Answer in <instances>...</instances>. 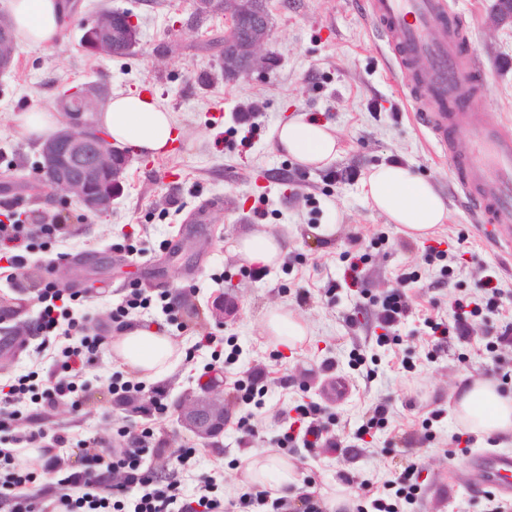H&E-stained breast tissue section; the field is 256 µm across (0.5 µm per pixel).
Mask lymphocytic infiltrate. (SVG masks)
I'll use <instances>...</instances> for the list:
<instances>
[{"mask_svg":"<svg viewBox=\"0 0 512 512\" xmlns=\"http://www.w3.org/2000/svg\"><path fill=\"white\" fill-rule=\"evenodd\" d=\"M30 215L18 210L16 203H0V271L4 280L18 288L34 265L39 253L51 252L63 240V221L55 219L40 224L37 233H30ZM401 287L387 291L378 300L376 318L382 328L380 344H388L389 329L397 327L411 312L404 284L415 282L416 272L401 274ZM37 300L39 326L46 338L38 347L41 357L54 361L55 370L41 382L37 394L43 406L49 407L57 398L82 391L81 379L87 367L97 359L103 342L93 333L88 315H76L74 308L82 302L79 292L46 281ZM297 417L278 440L279 447L299 441L307 448H339L343 442L330 434L318 404L296 408ZM121 447L100 449L98 441H73L68 432L47 430L35 420L11 413L8 421L0 423V503L8 512H224V495L215 483H205L200 489L187 491L177 476L159 480L144 465L145 452L155 439L152 428L138 431L119 428ZM41 449L38 462L50 470L64 449L73 448L82 456L84 465L59 479L55 484L34 489V472L20 473L12 469L13 448L17 445ZM120 472L122 480L108 485L106 474ZM421 472L417 467L406 468L397 477L382 485L379 497H374V512H402L414 504L422 490ZM301 507L288 499L271 497L260 490L242 495L237 512H323L314 492L301 496Z\"/></svg>","mask_w":512,"mask_h":512,"instance_id":"obj_1","label":"lymphocytic infiltrate"}]
</instances>
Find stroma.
Instances as JSON below:
<instances>
[{"mask_svg":"<svg viewBox=\"0 0 512 512\" xmlns=\"http://www.w3.org/2000/svg\"><path fill=\"white\" fill-rule=\"evenodd\" d=\"M71 2L62 40L51 48L16 43L13 70L0 74V200L16 202L39 223L68 216L65 258L33 274H49L61 286L81 291L84 310L105 342L117 332L113 306L135 285L153 302L131 313L130 321L158 326L185 348L187 358L159 382L168 407L158 417L129 411L112 395L115 373L128 380L134 374L103 352L83 377L82 407L62 397L45 410L25 397L14 410L113 447L119 427L151 426L163 445L147 455L149 467L171 464L185 449H197L179 474L184 486L191 490L213 480L229 502L249 490L237 480L242 460L276 448L289 409L322 401L326 379L335 374L352 385L347 398L328 406L344 445L287 449L296 466L294 493H301L304 478L315 479L324 512H340L333 496L340 474L379 483L414 465L424 479L415 512H490L467 463L468 452L488 443L474 439L466 452L457 445L461 428L449 396L466 376H489L512 391V347L488 346L512 315V254L501 252L490 233L474 223L464 200L454 196L448 162L404 96L400 70L367 15L366 0H267L272 38L265 51L274 64L264 76L236 82L225 81L221 68L223 15L194 24L192 0ZM448 8L484 80L482 112L488 120L512 122V20L495 17L493 0H448ZM107 10L137 17L133 54L93 55L81 46L83 26ZM88 81L104 82L114 93L155 94L184 129L168 154L134 157L122 194L100 215L37 189L41 143L18 132L26 112L54 108L63 87ZM252 105L262 111V129L243 152L229 129L233 113ZM299 115L328 123L340 139L343 152L329 167L301 166L273 147L271 127ZM392 161L411 165L443 195L448 219L433 236L412 240L399 234L364 197L360 175ZM259 205L266 212L261 220L253 213ZM262 223L287 234L290 252L285 264L257 282L229 243ZM322 224L336 225L332 238L315 235ZM127 238L135 241L138 254L119 250ZM432 247L446 252L452 275L426 263ZM355 250L366 253L367 261L361 287L350 288L343 271ZM409 271L418 274L407 288L412 312L398 327L396 343L379 344L371 300L399 287V275ZM488 275L502 291L500 309L472 317L469 339L454 338L433 351L428 320L452 321L453 302L477 292ZM182 290L191 291V311L198 316L185 329L167 323L161 303ZM219 297L237 304L221 323L211 309ZM274 305L308 320V342L294 349L267 343L262 318ZM41 341L31 333L19 352L0 357L1 383L53 369L52 360L36 354ZM258 369L267 373L264 408L229 400L216 445L198 440L178 422L172 405L197 389L200 375L217 377L221 394L228 396L235 380ZM378 403L389 409L388 430L372 443L355 444V425ZM434 410L442 417L431 424L427 418ZM245 416L257 427L246 437L237 428Z\"/></svg>","mask_w":512,"mask_h":512,"instance_id":"stroma-1","label":"stroma"}]
</instances>
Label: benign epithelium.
<instances>
[{"mask_svg":"<svg viewBox=\"0 0 512 512\" xmlns=\"http://www.w3.org/2000/svg\"><path fill=\"white\" fill-rule=\"evenodd\" d=\"M224 9V80L235 81L254 74L264 75L270 58L263 48L272 27L261 0H194V12L204 18ZM113 15L84 27L81 43L94 53L111 56L117 33ZM15 47L9 18L0 15V72L12 67ZM109 87L101 81L85 83L64 91L58 107L64 127L47 138L40 150L39 180L54 191L73 196L88 211L102 212L123 189L130 159L112 148L95 130L94 117L109 98ZM179 423L197 437L212 441L224 431L227 410L224 397L212 386L183 395L175 404Z\"/></svg>","mask_w":512,"mask_h":512,"instance_id":"1","label":"benign epithelium"}]
</instances>
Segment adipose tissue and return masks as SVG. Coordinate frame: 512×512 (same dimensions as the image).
<instances>
[{
    "label": "adipose tissue",
    "instance_id": "1",
    "mask_svg": "<svg viewBox=\"0 0 512 512\" xmlns=\"http://www.w3.org/2000/svg\"><path fill=\"white\" fill-rule=\"evenodd\" d=\"M10 15L19 41L50 47L62 37V0H10ZM97 121L113 144L138 155L165 154L181 134L173 112L159 99L139 91L113 95ZM271 137L281 151L307 167H326L341 152L328 124L302 116L275 125ZM361 184L374 208L408 238L433 235L448 217L445 200L435 185L408 166H371ZM233 249L250 265L276 267L288 257V238L270 229L254 228L240 234ZM262 331L270 344L287 348L303 344L311 334L305 318L281 305L266 310ZM110 352L113 360L150 381L170 376L185 357L183 347L170 336L141 324L125 327L113 340ZM452 412L468 432L494 442L503 438L512 445V394L502 392L495 379L462 380L453 392ZM294 470L286 457L266 453L245 458L240 475L244 482L268 487L276 498L288 496Z\"/></svg>",
    "mask_w": 512,
    "mask_h": 512
}]
</instances>
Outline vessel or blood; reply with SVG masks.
<instances>
[{"mask_svg": "<svg viewBox=\"0 0 512 512\" xmlns=\"http://www.w3.org/2000/svg\"><path fill=\"white\" fill-rule=\"evenodd\" d=\"M368 14L385 36L416 114L448 159L475 221L495 230L496 244L512 252V238L499 234L512 225V129L487 121L457 98L456 85L474 82L476 71L446 0H369ZM461 136L475 144L469 155L456 153ZM469 463L481 484L512 497L511 452H477Z\"/></svg>", "mask_w": 512, "mask_h": 512, "instance_id": "b4317fda", "label": "vessel or blood"}]
</instances>
